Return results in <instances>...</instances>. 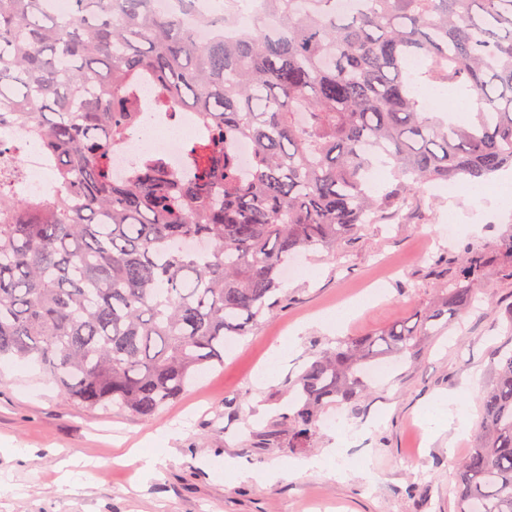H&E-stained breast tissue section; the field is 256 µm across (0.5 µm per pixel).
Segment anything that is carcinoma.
Returning a JSON list of instances; mask_svg holds the SVG:
<instances>
[{"label":"carcinoma","mask_w":512,"mask_h":512,"mask_svg":"<svg viewBox=\"0 0 512 512\" xmlns=\"http://www.w3.org/2000/svg\"><path fill=\"white\" fill-rule=\"evenodd\" d=\"M267 0L277 22L197 42L194 0H0V359L34 362L81 407L142 418L224 364V341L284 307V270L300 253L336 251L397 216L424 185L482 186L512 167V0ZM424 60L417 74L408 64ZM421 79L476 97L464 122L432 112ZM153 89L162 112H191L184 178L145 153L122 178L110 153ZM245 139L251 165L233 145ZM35 142L53 162V194L17 193L15 158ZM395 183L375 195L371 174ZM194 239L200 251L180 244ZM474 278L483 260L460 258ZM475 286L436 289L424 309L316 355L292 406L249 437L305 448L325 410L354 409L364 370L418 356L432 328L473 306ZM481 426L453 465L458 512H512V349L499 351Z\"/></svg>","instance_id":"cac0c4a2"}]
</instances>
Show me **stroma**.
I'll list each match as a JSON object with an SVG mask.
<instances>
[{
  "mask_svg": "<svg viewBox=\"0 0 512 512\" xmlns=\"http://www.w3.org/2000/svg\"><path fill=\"white\" fill-rule=\"evenodd\" d=\"M512 209L490 196L428 185L412 213L370 224L354 246L299 255L300 272L286 278L288 301L273 319L234 338L224 364L199 374L177 401L149 418L88 410L68 402L57 383L34 363L0 364V512H456L452 464L467 455L480 422V398L491 380L497 349L512 344ZM486 255V274L467 312L449 317L419 356L371 383L357 411L348 413L357 437L337 444V429L318 428L308 447L284 454L245 440L282 412L292 382L314 354L351 336L405 319L432 300L435 289L462 282L457 256L465 248ZM382 299L363 303L365 292ZM360 308L340 328L316 325L341 304ZM299 343L274 379L257 383L256 369L289 331ZM453 400L469 420L430 432L423 415L436 398ZM240 400L234 416L225 402ZM176 427L173 452L151 472L117 460L123 448ZM84 464L90 480L61 488V461ZM233 458L257 469L279 467L265 484L216 469ZM354 465L337 467L342 458ZM317 466L294 473L293 459Z\"/></svg>",
  "mask_w": 512,
  "mask_h": 512,
  "instance_id": "1",
  "label": "stroma"
}]
</instances>
